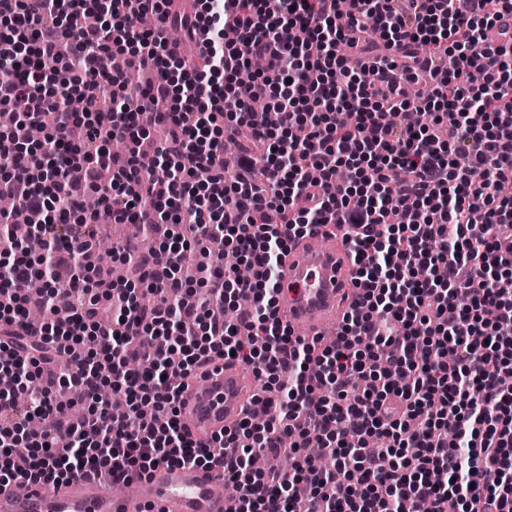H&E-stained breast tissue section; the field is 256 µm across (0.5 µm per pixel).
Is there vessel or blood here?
I'll return each instance as SVG.
<instances>
[{
	"label": "vessel or blood",
	"instance_id": "b4317fda",
	"mask_svg": "<svg viewBox=\"0 0 512 512\" xmlns=\"http://www.w3.org/2000/svg\"><path fill=\"white\" fill-rule=\"evenodd\" d=\"M344 235L331 223L320 226L316 238L291 243L284 261L282 309L294 334L321 335L328 322L341 321L359 301L362 290ZM258 406L253 378L234 361H217L204 385L186 393L181 421L196 440L206 442ZM147 504L159 512H225L224 496L211 474L190 465H159L130 479L118 498L100 492L91 479L61 487L33 484L21 494L0 489V512H141Z\"/></svg>",
	"mask_w": 512,
	"mask_h": 512
}]
</instances>
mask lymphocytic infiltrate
Wrapping results in <instances>:
<instances>
[{
  "mask_svg": "<svg viewBox=\"0 0 512 512\" xmlns=\"http://www.w3.org/2000/svg\"><path fill=\"white\" fill-rule=\"evenodd\" d=\"M165 2L0 0V107L49 125L34 152L0 134V194L37 217L41 243L29 259L14 211H0V373L32 398L20 413L0 393V487L192 464L238 486V512H512V0H356L343 26L339 0H208L185 14ZM94 9L98 23L79 25ZM145 13L160 25L142 28ZM171 28L204 32L202 67L170 53ZM257 57L265 70L241 97ZM423 59L430 91L407 96ZM132 68L155 78L131 82ZM253 97L267 125L252 123ZM152 124L167 125L165 144ZM229 131L243 138L231 170ZM116 139L127 153H112ZM149 151L154 175L137 161ZM102 218L171 227L135 287L106 292L85 273ZM332 221L352 229L364 293L322 347L277 309L290 242ZM205 238L249 280L218 254L185 278ZM34 278L64 319L28 320ZM227 358L266 377V419L203 446L181 424L183 394ZM74 386L92 399L78 416L54 398ZM104 386L125 395V417ZM33 418L45 429L19 453L16 427ZM280 450L291 472L250 468Z\"/></svg>",
  "mask_w": 512,
  "mask_h": 512,
  "instance_id": "1",
  "label": "lymphocytic infiltrate"
}]
</instances>
